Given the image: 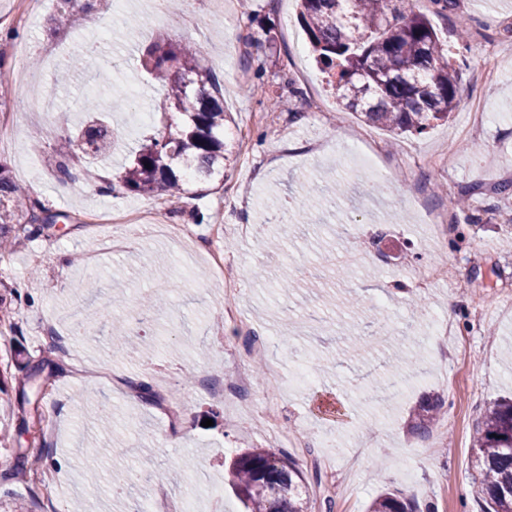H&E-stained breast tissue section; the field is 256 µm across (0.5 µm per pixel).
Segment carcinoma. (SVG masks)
Masks as SVG:
<instances>
[{"mask_svg": "<svg viewBox=\"0 0 512 512\" xmlns=\"http://www.w3.org/2000/svg\"><path fill=\"white\" fill-rule=\"evenodd\" d=\"M409 2L300 0V15L338 105L398 135H421L448 120L460 102V87L448 49L427 16L406 7ZM196 55L178 43H153L142 51L141 66L165 89V98L155 112L159 133L145 140L121 173L129 193L178 197L186 192V179L208 183L224 177L234 151L224 142L222 87ZM113 142L112 129L90 119L76 136L63 137L54 160L58 176L70 177L69 161L77 152L105 156ZM39 211L46 208L27 198L0 163V242L28 232L29 224L52 227L57 215L41 219ZM438 409L429 401L414 409L416 433L428 432ZM473 469L474 497L483 512H512V398L485 408L474 437ZM225 479L246 512H311L307 482L284 454L248 449L232 459ZM370 512H416V506L384 492Z\"/></svg>", "mask_w": 512, "mask_h": 512, "instance_id": "obj_1", "label": "carcinoma"}]
</instances>
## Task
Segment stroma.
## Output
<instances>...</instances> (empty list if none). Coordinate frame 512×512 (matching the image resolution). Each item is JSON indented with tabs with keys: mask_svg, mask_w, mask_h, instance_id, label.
Listing matches in <instances>:
<instances>
[{
	"mask_svg": "<svg viewBox=\"0 0 512 512\" xmlns=\"http://www.w3.org/2000/svg\"><path fill=\"white\" fill-rule=\"evenodd\" d=\"M30 14L24 0H0V67L12 91L0 98V122L13 125L15 147L0 150V161L30 198L50 213L65 214L60 231L21 238L0 259V502L28 512H56L83 504L86 512H138L152 501L170 512L190 484L207 489L193 512H243L224 483V463L258 446L283 452L303 472L315 502L312 512H368L381 491H398L434 512H481L472 497L471 458L484 409L512 394V55L495 79H485V53L512 44V0H454L448 12L434 13L429 0L414 8L428 14L446 41L460 74V103L451 120L420 138L398 136L361 123L340 109L316 68L297 0H252L249 10L224 12L215 0H181L171 22L151 0H114L112 7L79 9L59 16L57 0ZM469 20L467 41L458 24ZM152 42L197 48L203 66L218 76L230 114L238 153L215 188L189 183L181 206L162 197L127 193L115 186L104 195L89 188L85 167L116 181L122 167L153 134L150 122H133L164 99L139 64ZM91 48L86 73L65 82L41 65L45 55L63 63ZM52 90L53 111L32 112L19 73ZM136 83L139 94L117 99L103 75ZM254 94H245V87ZM95 97L117 127L111 157H78L72 177L60 181L49 158L59 136L84 119L81 104ZM325 101L319 113L310 105ZM491 115L476 138H463L468 107ZM331 172L348 185L340 198H324L312 225L265 223L264 199L279 197L295 210L313 176ZM468 196L467 212L449 209L450 196ZM160 209L171 224H193L194 210L212 214L224 232L215 246L234 261L241 283L216 284L208 264L185 275L175 265L169 242L146 230L113 235L91 214L107 208ZM448 214L443 242H435L427 215ZM212 224H193L206 235ZM335 250L337 265L317 255ZM171 258L153 278L144 267L156 256ZM447 265L450 281L417 285L423 263ZM264 268L256 278L255 268ZM298 285L282 295L277 284ZM96 281L85 290L86 281ZM129 300L161 295L166 304L154 316L130 324L134 342L149 351L119 354L111 347L113 282ZM360 295L365 308L355 328L368 344L346 354V340L331 302ZM449 317L457 354L436 370L431 354L410 370L414 380L402 396L367 408L356 379L372 384L383 375L386 340L400 348L426 346L432 322ZM319 364L313 381L296 386L289 348ZM264 359L266 377L237 395L214 390L220 368L238 359ZM164 375L181 401L175 420L164 406L142 405L138 383ZM426 393L445 404L428 434H415L410 413ZM274 404L280 431L273 434L242 413L248 404ZM212 426H204V419ZM357 433L365 451L356 475V493L339 484L351 450L346 437ZM97 443L98 483L84 477L82 450ZM183 462L181 483L169 478V464ZM134 470L131 497L109 504L104 495L113 473ZM331 508H324V500Z\"/></svg>",
	"mask_w": 512,
	"mask_h": 512,
	"instance_id": "stroma-1",
	"label": "stroma"
}]
</instances>
